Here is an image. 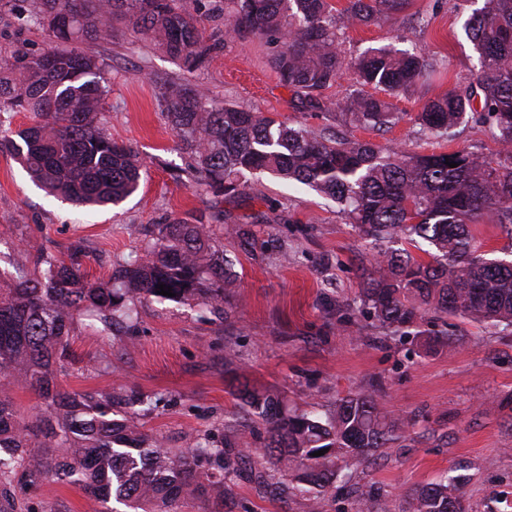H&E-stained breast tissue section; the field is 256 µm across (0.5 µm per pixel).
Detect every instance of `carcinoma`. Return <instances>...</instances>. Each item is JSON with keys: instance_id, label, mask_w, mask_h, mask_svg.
<instances>
[{"instance_id": "obj_1", "label": "carcinoma", "mask_w": 512, "mask_h": 512, "mask_svg": "<svg viewBox=\"0 0 512 512\" xmlns=\"http://www.w3.org/2000/svg\"><path fill=\"white\" fill-rule=\"evenodd\" d=\"M407 0H351L352 25H368L400 12ZM234 35L279 44L270 63L280 83L310 105L346 69L361 85L388 95L422 83L426 61L391 44L346 59L336 45V9L328 0H213ZM128 20L157 40L188 72L205 66L207 44L196 15L176 0H40L29 21L56 39L51 50L9 66L0 64V112H30L34 122L0 137V153L19 159L49 193L84 206L117 205L139 188L137 152L100 127L107 90L101 63L69 48L76 40L112 37ZM466 30L478 53L476 77L463 90L427 100L413 117L437 137L472 117L496 131L493 167L466 150L405 154L368 142H337L257 112L223 105L197 85L169 83L161 92L168 124L193 161L196 185L235 198L244 172L261 171L307 185L333 199L365 238L380 243L362 293L379 323L399 328L429 310L477 322L512 326V261L490 256L473 225L488 217L512 224V0H483ZM363 128L399 121L392 104L357 95L336 104ZM456 163L451 168L446 161ZM143 257L113 268L111 281L92 283L78 258L40 252L45 269L0 271V512H17L18 499L53 478L95 498L101 512H190L197 501L224 498L240 471L258 488L284 501L300 494L317 512L342 465L357 456L382 455L414 425L385 411L374 393L349 394L321 416L288 410L279 397L244 391L247 414L266 425L261 449L269 464L251 467L253 449L232 450L204 435L185 448H167L141 430L138 408L156 402L138 388L62 391L57 368L69 357L75 316L87 314L107 329L130 318L132 298L199 300L213 310L237 287L233 263L214 244L211 224L173 218L155 225ZM400 237L431 247L430 261L407 249L381 247ZM38 393L44 408L36 425L18 415L12 385ZM39 451H34V448ZM324 449L326 453L313 456ZM22 471L14 484L9 476ZM455 481L419 489L406 512H465ZM358 512H376V493L360 490Z\"/></svg>"}]
</instances>
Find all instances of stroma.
I'll use <instances>...</instances> for the list:
<instances>
[{"instance_id": "1", "label": "stroma", "mask_w": 512, "mask_h": 512, "mask_svg": "<svg viewBox=\"0 0 512 512\" xmlns=\"http://www.w3.org/2000/svg\"><path fill=\"white\" fill-rule=\"evenodd\" d=\"M36 5L0 0V61L52 47L48 32L19 22ZM472 9L468 0H409L401 12L368 26L338 23L346 57L392 43L430 66L424 83L393 97L401 120L379 131L349 125L336 110L349 96L372 94V87L345 70L323 91L321 107L302 103L270 65L277 45L226 35L217 12L202 15L203 36L215 49L206 67L192 73L128 23L116 25L111 40L78 42L102 63L104 127L135 148L144 178L119 205L76 206L47 196L18 160L0 153V271L36 270L43 248L63 259L78 254L89 279L106 282L117 263L145 253L155 225L170 218L211 224L220 217L217 245L233 260L238 286L225 295L220 315L194 301L151 299L138 304V322L128 330L109 332L97 320L79 318L59 387L135 385L158 394L161 403L138 423L170 448L207 432L240 448L262 447L265 425L246 415L233 389L238 382L281 395L287 408L320 414L347 394L374 391L392 414L415 415V425L381 459L343 469L321 512H356L361 485L377 489L378 512H401L408 495L444 476L463 480L466 512H512V327L430 311L408 330L382 328L361 298L374 248L336 203L258 173L246 175L245 197H214L194 183L160 106L163 83L190 82L218 102L328 137L406 153L463 149L493 161L499 145L489 125L472 121L433 137L412 122L426 100L477 72L478 54L465 31ZM239 224L251 225V247L235 237ZM447 337L449 350L439 345ZM28 505L33 512L101 509L79 488L50 479ZM223 512L310 508L299 496L267 499L243 477L226 486Z\"/></svg>"}]
</instances>
